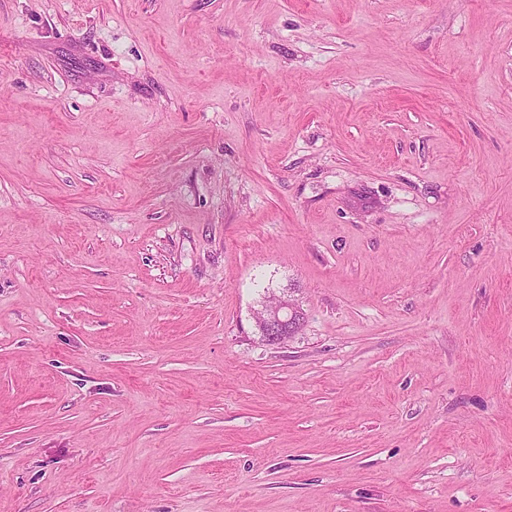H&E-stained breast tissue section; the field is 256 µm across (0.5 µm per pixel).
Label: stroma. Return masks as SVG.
Listing matches in <instances>:
<instances>
[{
	"label": "stroma",
	"instance_id": "stroma-1",
	"mask_svg": "<svg viewBox=\"0 0 512 512\" xmlns=\"http://www.w3.org/2000/svg\"><path fill=\"white\" fill-rule=\"evenodd\" d=\"M0 512H512V0H0ZM303 309L290 290L283 291L273 304L265 301L254 314L259 336L267 345H280L297 325Z\"/></svg>",
	"mask_w": 512,
	"mask_h": 512
}]
</instances>
